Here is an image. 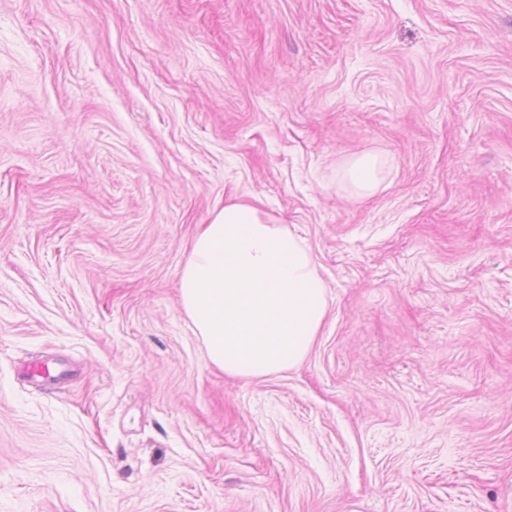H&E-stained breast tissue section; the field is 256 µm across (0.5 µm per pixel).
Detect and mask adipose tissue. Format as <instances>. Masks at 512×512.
Listing matches in <instances>:
<instances>
[{
  "label": "adipose tissue",
  "instance_id": "obj_1",
  "mask_svg": "<svg viewBox=\"0 0 512 512\" xmlns=\"http://www.w3.org/2000/svg\"><path fill=\"white\" fill-rule=\"evenodd\" d=\"M180 296L210 363L233 378L299 365L328 312L325 283L303 240L242 200L225 204L194 238Z\"/></svg>",
  "mask_w": 512,
  "mask_h": 512
}]
</instances>
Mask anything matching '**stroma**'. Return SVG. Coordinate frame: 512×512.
<instances>
[{
  "mask_svg": "<svg viewBox=\"0 0 512 512\" xmlns=\"http://www.w3.org/2000/svg\"><path fill=\"white\" fill-rule=\"evenodd\" d=\"M235 199L328 296L256 380L180 305ZM0 512H512V0H0ZM379 162L375 156L361 155L348 162L343 178L360 194L371 193L377 185Z\"/></svg>",
  "mask_w": 512,
  "mask_h": 512,
  "instance_id": "stroma-1",
  "label": "stroma"
}]
</instances>
